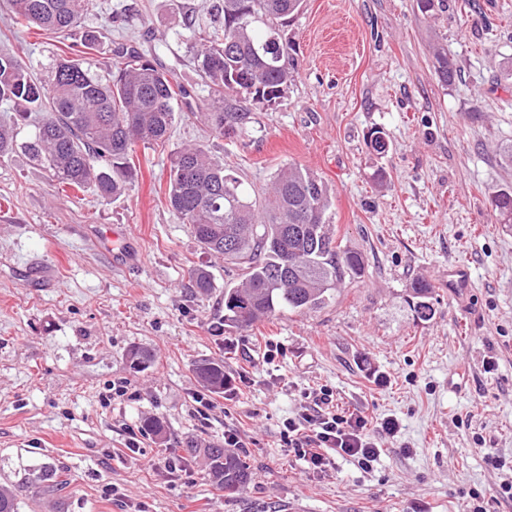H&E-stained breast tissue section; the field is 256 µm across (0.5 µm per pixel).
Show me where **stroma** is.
I'll return each instance as SVG.
<instances>
[{
	"label": "stroma",
	"mask_w": 512,
	"mask_h": 512,
	"mask_svg": "<svg viewBox=\"0 0 512 512\" xmlns=\"http://www.w3.org/2000/svg\"><path fill=\"white\" fill-rule=\"evenodd\" d=\"M477 2L437 0L424 13L417 0H306L285 30L298 75L284 97L255 105L231 140L195 116L176 120L169 145L136 146L138 176L114 200L59 188L24 151L0 159V486L16 489L20 512H463L475 494L487 512H512L495 495L512 477V223L491 206L512 185V0ZM98 4L86 28L131 20L96 45L94 66L111 64L118 44L136 47L192 87L195 115L206 111L191 52L194 27L209 21L203 0ZM12 50L40 75L66 42L0 9V53ZM439 51L459 69L448 86ZM377 128L389 138L382 155L367 146ZM200 141L258 192L289 164L321 176L362 276L320 310L225 326L222 285L239 271L202 254L167 197L171 148ZM115 226L136 262L100 248ZM454 261L473 272L464 306L444 284ZM202 263L216 282L206 295L189 286ZM418 280L434 291L427 321L409 297ZM270 342L283 353L266 362ZM135 346L153 352L145 370L130 366ZM207 358L232 375L252 370L251 382L201 406L193 366ZM121 379L126 395L110 398ZM323 385L343 407L399 420L372 470L339 458L313 474L282 448L302 388ZM147 418L163 435L143 433L131 453L127 432ZM228 428L247 443L242 494L225 496L200 455L182 462L192 483L160 470L175 449L223 441ZM47 465L63 478L52 490L37 479Z\"/></svg>",
	"instance_id": "35a3bbf8"
}]
</instances>
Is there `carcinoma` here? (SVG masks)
Here are the masks:
<instances>
[{"mask_svg": "<svg viewBox=\"0 0 512 512\" xmlns=\"http://www.w3.org/2000/svg\"><path fill=\"white\" fill-rule=\"evenodd\" d=\"M22 26L70 40L43 77L32 75L17 54H0V102L23 106L0 120V158L16 149L44 166L61 185L92 186L107 200L118 198L137 175L134 147L169 140L180 117L177 108L191 92L170 71L152 64L136 48L116 51L113 68L100 73L88 62L100 34L81 30L95 0H5ZM304 0H214L212 25L201 38L196 66L212 95L206 112H192L217 138L244 133L257 103L269 106L295 81L294 45L284 28ZM440 81L448 85L457 70L446 53L436 55ZM330 189L314 172L289 165L280 169L263 199L247 191L241 177L224 167L204 144H185L171 154L168 200L189 225L204 252L221 255L241 270V281L224 284V324L247 329L277 312L304 313L326 306L345 282L361 276L360 254L341 247L330 223ZM492 204L512 220V187L496 192ZM189 285L205 295L214 288L211 271L198 265ZM418 319L433 315V288L417 281L410 288ZM135 369H146L151 352L129 353ZM198 381L224 392V361L202 359ZM209 479L230 494L250 481L248 467L232 450L210 443ZM0 512H19L13 490L0 487Z\"/></svg>", "mask_w": 512, "mask_h": 512, "instance_id": "carcinoma-1", "label": "carcinoma"}]
</instances>
